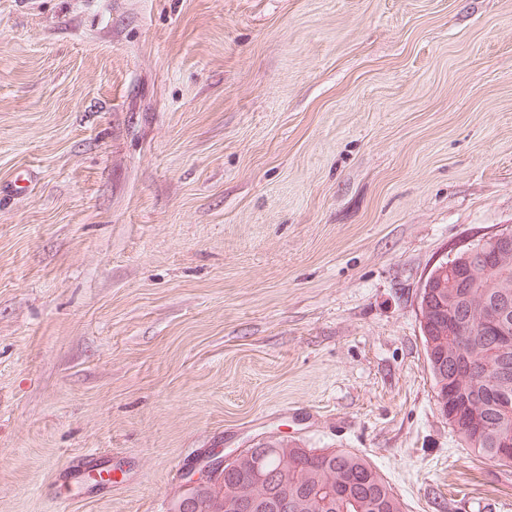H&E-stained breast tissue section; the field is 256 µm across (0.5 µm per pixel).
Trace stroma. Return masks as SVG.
Returning a JSON list of instances; mask_svg holds the SVG:
<instances>
[{
  "mask_svg": "<svg viewBox=\"0 0 512 512\" xmlns=\"http://www.w3.org/2000/svg\"><path fill=\"white\" fill-rule=\"evenodd\" d=\"M507 225L512 0H0V512H171L273 435L512 512L417 316ZM281 440L271 438L262 440L253 445L254 448H244L233 455H224V449L214 450L206 457L205 464L196 472H190L186 476L185 499L196 503L197 500L205 497L213 490L218 482L222 480L224 467L227 465H244L250 469L261 481L268 480L275 473H271L266 463V457L258 456V450L267 448L271 441ZM283 443L288 440L282 439Z\"/></svg>",
  "mask_w": 512,
  "mask_h": 512,
  "instance_id": "stroma-1",
  "label": "stroma"
}]
</instances>
